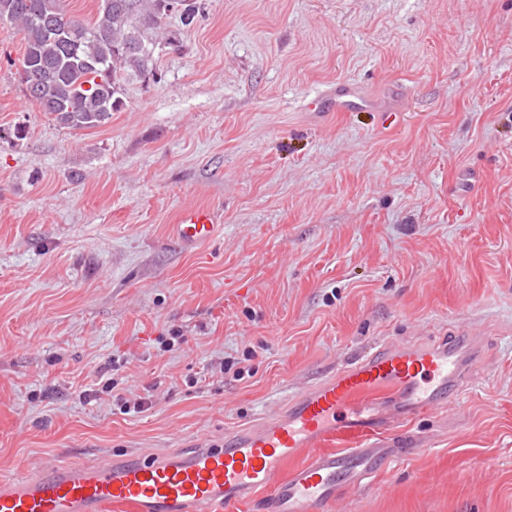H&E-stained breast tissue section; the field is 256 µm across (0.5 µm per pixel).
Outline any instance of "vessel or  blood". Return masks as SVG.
Segmentation results:
<instances>
[{"mask_svg": "<svg viewBox=\"0 0 512 512\" xmlns=\"http://www.w3.org/2000/svg\"><path fill=\"white\" fill-rule=\"evenodd\" d=\"M364 103L357 88L337 86V111ZM216 228L214 210L189 207L172 233L191 249ZM481 351L463 329L377 346L260 422L225 431L220 444L151 458L126 452L2 482L0 512H234L268 487L266 512H328L345 487L371 482L412 452L405 442L376 445L388 428L377 415L380 400L398 404L403 421L451 410L473 384Z\"/></svg>", "mask_w": 512, "mask_h": 512, "instance_id": "b4317fda", "label": "vessel or blood"}]
</instances>
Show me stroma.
Returning <instances> with one entry per match:
<instances>
[{"instance_id": "obj_1", "label": "stroma", "mask_w": 512, "mask_h": 512, "mask_svg": "<svg viewBox=\"0 0 512 512\" xmlns=\"http://www.w3.org/2000/svg\"><path fill=\"white\" fill-rule=\"evenodd\" d=\"M205 3L92 129L28 99L0 23V480L189 451L460 324L473 389L395 427L416 451L337 512H512V0ZM341 83L366 106L328 110ZM194 206L222 221L187 252ZM217 214L214 210L204 207H189L183 209L172 228L173 236L185 248H194L210 241L214 235Z\"/></svg>"}]
</instances>
